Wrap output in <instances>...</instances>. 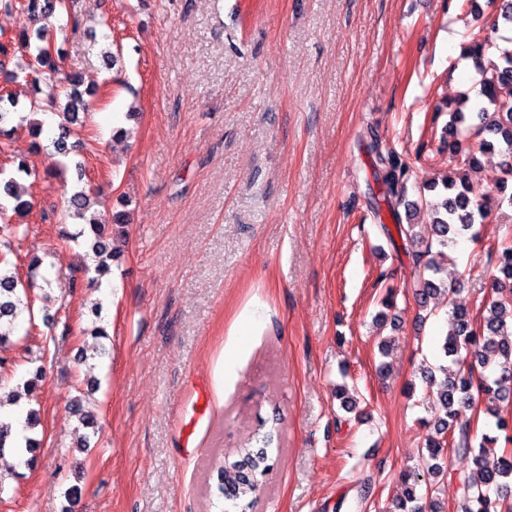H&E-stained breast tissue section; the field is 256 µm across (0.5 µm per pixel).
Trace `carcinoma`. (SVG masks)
Segmentation results:
<instances>
[{
	"instance_id": "cac0c4a2",
	"label": "carcinoma",
	"mask_w": 512,
	"mask_h": 512,
	"mask_svg": "<svg viewBox=\"0 0 512 512\" xmlns=\"http://www.w3.org/2000/svg\"><path fill=\"white\" fill-rule=\"evenodd\" d=\"M19 9L24 16L19 40L28 56L26 68L38 72L55 52L50 29L52 22L59 27L76 26L79 18L74 13L70 0H0V10L11 12ZM469 57L475 60V70L481 95L484 100L472 104L473 112L449 113L445 135L453 137V153L456 163L463 167H478L477 152L499 150L502 157L498 194L489 199L479 194V189L466 182H457L447 176L442 180L446 195L434 203L427 193L436 189V183L417 188L415 201L407 202L409 168L400 157L382 142L376 129L369 127L362 135L361 146L368 157L372 177L380 197L393 219V227L382 223L381 229L390 242L400 241V248L412 256L418 267L417 288L413 295L419 308L426 310L430 303L441 300L450 308L449 329L443 336L439 352L444 364L434 369L421 370V379L426 392L436 397L437 411L434 419L421 420L427 428L420 448V463L409 466L401 473L403 494L396 503V512H425L421 494L422 487H430L431 479L455 478L460 484L466 506L462 512H512V418L506 419L497 412V405L512 401V241H504L494 269L490 271L493 297L483 302L481 315L453 306V289L443 286L437 275L440 264L432 252V244L424 243L417 225L409 223L412 213L427 211L433 214L430 223L432 235L437 243L446 248L465 235L475 237L477 220L485 219L492 209L512 210V192L506 193L507 179H512V37L502 38L496 43L480 33L471 35ZM65 89V102L48 96L51 104L60 110L63 133L53 141L56 161L55 170L66 168L63 159L75 151L76 145L67 142L71 126L79 122V114H88V102L84 95H93L80 90V74L53 69L43 77L33 79L34 96L30 110L39 107L43 98L40 83ZM73 215L86 221L76 232L63 235L76 241L85 238L95 258V273L102 277L110 272V261L114 257L112 243L122 234L125 215L117 213L104 218L98 212L91 218L85 213L90 208V199L85 191L76 192L70 198ZM404 207L406 220L403 223L399 207ZM32 208L22 199L15 179L6 177L0 169V239L17 237L20 225L12 222L15 215L23 216ZM43 260L34 257L30 261L29 280H41V289L51 287L47 273L40 272ZM26 290L14 275L0 273V345L12 342L20 331L17 322L22 312H32L30 302L22 299ZM42 377L35 372L23 383L7 392H0V408L6 404L16 405L22 396L34 393ZM487 401L486 412L495 418L492 427L478 431L467 411L474 407V395ZM72 412L78 416L85 429H96L97 420L93 412L85 409L82 400L72 404ZM13 423L0 419V457L5 451L23 458L39 447V441L29 434L17 439L13 436ZM503 442L500 455L489 457L484 448ZM472 459L470 474L453 475L448 465V453ZM238 458L223 461L216 466L217 474L224 475L218 482V490L224 499L231 502L256 493L261 478L271 469L268 448H254L245 443L237 451Z\"/></svg>"
}]
</instances>
